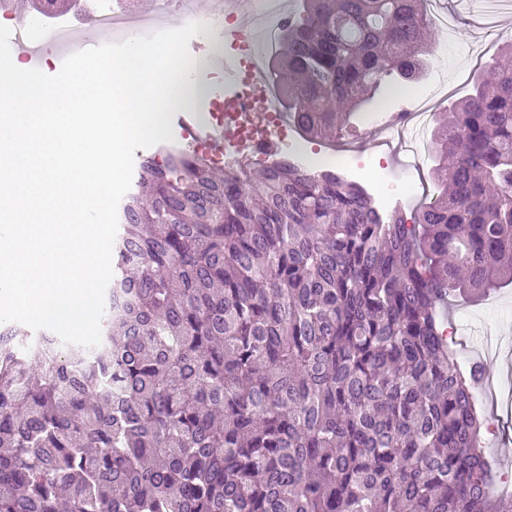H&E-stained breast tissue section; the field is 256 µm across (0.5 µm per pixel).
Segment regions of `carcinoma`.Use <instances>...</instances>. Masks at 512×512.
Instances as JSON below:
<instances>
[{
  "mask_svg": "<svg viewBox=\"0 0 512 512\" xmlns=\"http://www.w3.org/2000/svg\"><path fill=\"white\" fill-rule=\"evenodd\" d=\"M425 0H304L282 107L326 139L422 66ZM407 224L283 157L139 155L91 348L0 323V512H512L445 336L512 285V67L439 122Z\"/></svg>",
  "mask_w": 512,
  "mask_h": 512,
  "instance_id": "obj_1",
  "label": "carcinoma"
}]
</instances>
